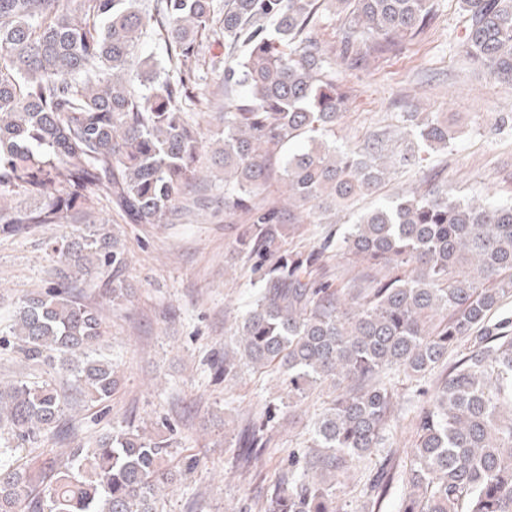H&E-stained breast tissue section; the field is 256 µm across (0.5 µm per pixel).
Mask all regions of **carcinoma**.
<instances>
[{"instance_id":"cac0c4a2","label":"carcinoma","mask_w":512,"mask_h":512,"mask_svg":"<svg viewBox=\"0 0 512 512\" xmlns=\"http://www.w3.org/2000/svg\"><path fill=\"white\" fill-rule=\"evenodd\" d=\"M346 60L359 43L393 48L430 24L434 0H338ZM322 0H0V230L25 235L43 224L95 214L101 201L128 224H165L191 208L201 180L202 136L191 113L203 43L224 39V130L213 162L224 169V210L250 222L238 246L255 258L258 293L231 343L224 379L242 367L279 370L291 407L327 384L333 398L311 427L310 445L262 503L225 512H343L350 464L382 456L363 485L361 512H381L395 478L397 512H512V320L491 319L512 294V205L409 190L349 225L336 250L385 269L366 288L333 289L313 277L321 251L280 252L283 208L252 203L273 172L294 217L345 203L411 163L375 139L336 149L347 97L336 58L315 38ZM461 53L512 83V0H461ZM223 28L210 30L215 14ZM148 37L165 45L167 77L138 71ZM417 138L446 149L448 119L416 124ZM308 138L312 147L285 152ZM59 281L27 298L0 334L30 363L58 361L91 405L112 399L120 377L93 347L105 334L96 307L74 283L126 257L103 224L52 247ZM457 360L435 381L432 371ZM415 382L409 401L417 441L401 473L387 468L395 427V374ZM64 403L52 384L0 385V436L35 444ZM266 408L241 434L228 464L240 467L271 442ZM168 442L131 428L100 436L67 461L0 463V512H163Z\"/></svg>"}]
</instances>
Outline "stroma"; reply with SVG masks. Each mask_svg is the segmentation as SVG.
I'll list each match as a JSON object with an SVG mask.
<instances>
[{"label":"stroma","instance_id":"obj_1","mask_svg":"<svg viewBox=\"0 0 512 512\" xmlns=\"http://www.w3.org/2000/svg\"><path fill=\"white\" fill-rule=\"evenodd\" d=\"M464 34L459 0H435L426 32L395 50L342 65L339 83L348 99L336 123L337 148L360 147L380 135L388 151L403 153L413 141L415 119L425 117H447L453 138L448 148L419 153L416 163L396 168L343 212L317 209L307 223L289 230L283 248H322L316 279L339 289L362 288L378 276L379 268L353 262L324 243L407 189L433 185L460 199L512 202V85L459 56ZM198 195L204 204L198 215L166 224L126 223L105 203L96 214L127 256L124 298L112 297L111 270L78 282L85 302L101 311L106 334L99 347L122 378L101 412L70 391L62 371L26 363L0 347V381L48 380L68 401L59 426L37 445L13 451V459H61L70 448L130 426L171 443L169 463L181 473L164 488V512H224L225 505L257 498L286 468L289 451L305 448L326 393H312L278 412L271 447L247 470L227 469L231 444L276 399L280 381L271 368L245 370L231 381L214 374L212 360L223 358L225 337L234 334L255 298V275L237 246L248 217L225 213L222 178L202 183ZM84 228L75 219L23 236L0 234V328L22 300L54 284L49 242L78 236Z\"/></svg>","mask_w":512,"mask_h":512}]
</instances>
